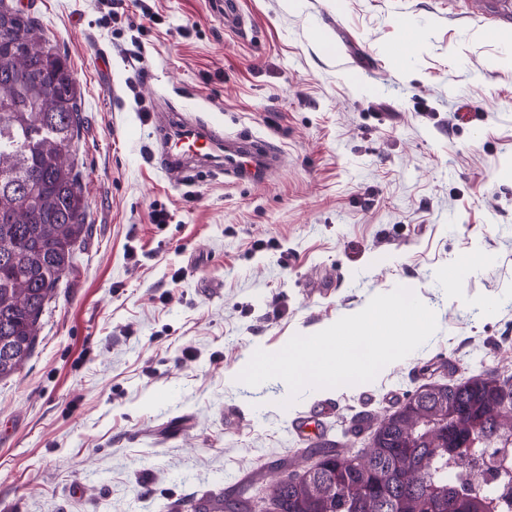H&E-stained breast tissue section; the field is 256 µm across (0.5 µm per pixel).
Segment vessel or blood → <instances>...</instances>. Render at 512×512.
Returning <instances> with one entry per match:
<instances>
[{"label": "vessel or blood", "instance_id": "vessel-or-blood-1", "mask_svg": "<svg viewBox=\"0 0 512 512\" xmlns=\"http://www.w3.org/2000/svg\"><path fill=\"white\" fill-rule=\"evenodd\" d=\"M218 152L224 155L225 172L249 183L259 181L278 160L277 153L261 140L251 136L234 140L216 128L202 125L178 129L170 139L162 141L160 156L165 168L175 171L183 156L206 157Z\"/></svg>", "mask_w": 512, "mask_h": 512}]
</instances>
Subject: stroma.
<instances>
[{"mask_svg":"<svg viewBox=\"0 0 512 512\" xmlns=\"http://www.w3.org/2000/svg\"><path fill=\"white\" fill-rule=\"evenodd\" d=\"M4 2L70 64L91 233L0 381V512H216L234 487L268 512L318 443L362 452L421 386L512 374V0H239L240 31L211 0ZM172 107L279 165L178 179L152 154ZM398 286L437 330L372 381L290 404L237 380Z\"/></svg>","mask_w":512,"mask_h":512,"instance_id":"35a3bbf8","label":"stroma"}]
</instances>
